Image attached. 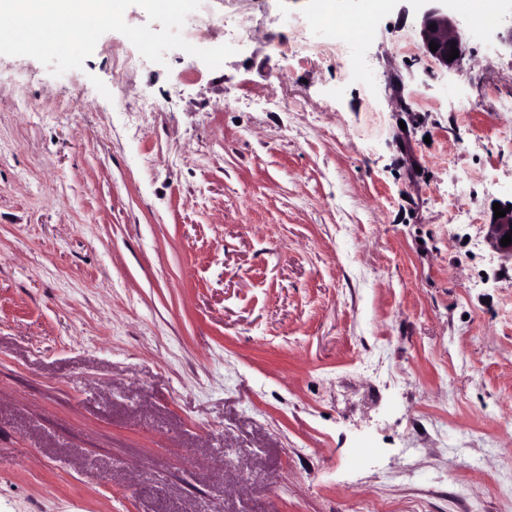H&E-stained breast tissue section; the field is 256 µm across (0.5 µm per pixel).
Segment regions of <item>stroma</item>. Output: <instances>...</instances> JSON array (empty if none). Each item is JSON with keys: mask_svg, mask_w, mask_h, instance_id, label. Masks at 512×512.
<instances>
[{"mask_svg": "<svg viewBox=\"0 0 512 512\" xmlns=\"http://www.w3.org/2000/svg\"><path fill=\"white\" fill-rule=\"evenodd\" d=\"M369 5L0 55V512H512V0ZM435 24V29L430 28ZM420 36L422 47L430 56L436 59L446 69H457L463 63L465 57L466 37L459 31L454 20L448 15V9L434 6L423 11L420 20ZM438 43V48L432 52L430 42ZM456 48L459 57L447 61L451 49ZM511 210L509 212H506V215L504 217H499L498 219L491 220L490 224H488V230H487V238L491 244V246L500 254L510 257L512 260V241L509 246H502L500 243V240L506 235L511 234L510 230H512V203Z\"/></svg>", "mask_w": 512, "mask_h": 512, "instance_id": "1", "label": "stroma"}]
</instances>
